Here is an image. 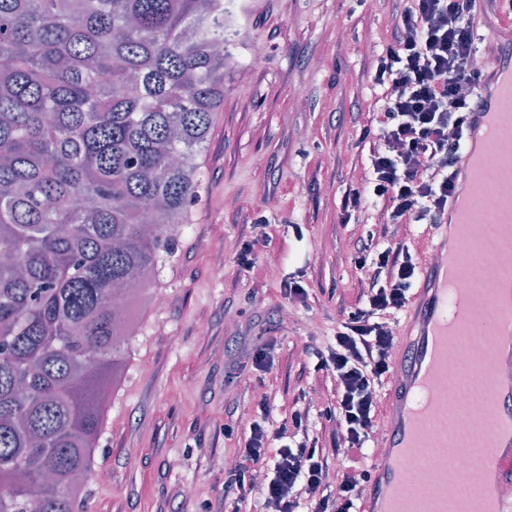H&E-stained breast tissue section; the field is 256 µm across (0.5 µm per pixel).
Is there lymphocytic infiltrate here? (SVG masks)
<instances>
[{"instance_id": "1", "label": "lymphocytic infiltrate", "mask_w": 512, "mask_h": 512, "mask_svg": "<svg viewBox=\"0 0 512 512\" xmlns=\"http://www.w3.org/2000/svg\"><path fill=\"white\" fill-rule=\"evenodd\" d=\"M474 6L475 0H409L394 11L393 43L377 57L373 74L383 118L361 130L373 146L360 187L344 201L342 223L371 199L381 202L384 226L397 231L447 220L466 118L481 104ZM353 263L357 305L316 352L313 366L330 384V403L320 415L335 425L331 440L341 467L330 472L310 437L309 407L278 424L253 422L225 472L226 512H240L255 491L263 512H357L366 447L396 345L389 318L409 304L420 261L403 240L383 242L370 229Z\"/></svg>"}]
</instances>
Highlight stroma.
Segmentation results:
<instances>
[{"mask_svg":"<svg viewBox=\"0 0 512 512\" xmlns=\"http://www.w3.org/2000/svg\"><path fill=\"white\" fill-rule=\"evenodd\" d=\"M394 8V0L372 12L362 0H265L236 27L205 179L157 278L165 305L135 313L139 329L96 441L95 467L110 478L86 482V512H181L178 489L198 512H217L224 470L266 394L278 422L306 392L315 433L332 431L318 416L330 395L306 390L301 368L307 349L325 345L355 306L354 245L382 221L370 204L350 224L340 213L370 154L359 125L379 115L371 75ZM258 45L264 65L241 76ZM248 243L251 271L238 260ZM291 277L302 279L305 304L283 299ZM269 338L276 368L261 378L247 347ZM228 424L238 429L230 438ZM174 455L177 470L168 466Z\"/></svg>","mask_w":512,"mask_h":512,"instance_id":"stroma-1","label":"stroma"}]
</instances>
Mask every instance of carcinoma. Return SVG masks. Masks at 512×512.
Returning a JSON list of instances; mask_svg holds the SVG:
<instances>
[{
  "mask_svg": "<svg viewBox=\"0 0 512 512\" xmlns=\"http://www.w3.org/2000/svg\"><path fill=\"white\" fill-rule=\"evenodd\" d=\"M229 0H0V512H78L167 226L224 105Z\"/></svg>",
  "mask_w": 512,
  "mask_h": 512,
  "instance_id": "cac0c4a2",
  "label": "carcinoma"
}]
</instances>
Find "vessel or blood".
I'll return each mask as SVG.
<instances>
[{"instance_id":"vessel-or-blood-1","label":"vessel or blood","mask_w":512,"mask_h":512,"mask_svg":"<svg viewBox=\"0 0 512 512\" xmlns=\"http://www.w3.org/2000/svg\"><path fill=\"white\" fill-rule=\"evenodd\" d=\"M502 49L492 59L486 72L480 107L469 117L467 137L457 164L459 189L448 202L449 214L474 219L482 206L466 197L462 186L471 172L475 148L487 135L496 118L498 93L512 86V26L499 28L496 34ZM491 193L503 201L495 215L485 216L488 224L512 223V161L490 187ZM448 225H441L435 238L429 240L423 260V288L413 295L399 327L398 344L386 386L382 430L379 438L384 453L371 455V480L365 488L359 512H395L393 489L397 481L398 462L407 449L467 448L468 470L459 473L452 461H444L433 480L418 495L416 512H512V338L504 339V331H512V306L488 303L483 322L474 333L489 334L488 371H475L468 366V352L462 336L448 326V309L453 297L448 281L456 269L467 266L477 245L448 244ZM493 262L471 281L478 288L495 287L502 278H512V234L493 250ZM453 370L464 390L480 395L497 416L495 423L485 421L484 413L470 410L466 421L456 422L449 430L427 432L416 422L415 411L438 375ZM490 477L495 488L493 500L471 501L457 495L455 488L464 477Z\"/></svg>"}]
</instances>
